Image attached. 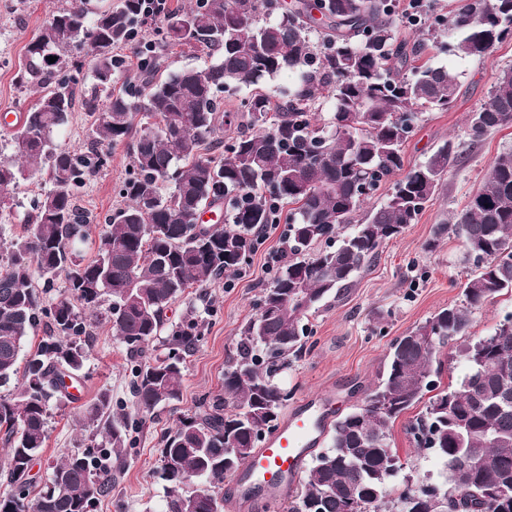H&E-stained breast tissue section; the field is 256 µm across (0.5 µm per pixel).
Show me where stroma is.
Returning <instances> with one entry per match:
<instances>
[{"mask_svg": "<svg viewBox=\"0 0 512 512\" xmlns=\"http://www.w3.org/2000/svg\"><path fill=\"white\" fill-rule=\"evenodd\" d=\"M64 0H0V109L18 113L37 99L33 87H24L15 75L26 61V46L45 20ZM436 65L458 78L457 98L445 112L427 113L404 147V165L423 162L444 141L455 139L462 151L459 162L444 175L433 199L416 223L382 245L350 288L323 301L306 321L305 346L280 379L290 390L291 402L317 393H330L335 414L363 404L387 362L392 342L425 323L439 310L461 304L463 285L473 265L460 238L442 232L453 223L481 185L493 159L512 149V127L487 133L479 142L466 135L472 113L489 101V91L499 69L512 65V36L497 44L483 60L460 58L454 41L439 38L429 48ZM107 165L90 181L82 204L97 220L122 206L118 188L129 174L126 146L109 148ZM47 172L20 182L8 195L0 213V238L9 240L23 231L20 222L31 199L49 190ZM279 231L245 262L247 275L235 287L223 281L206 288L213 313L199 347L187 356L182 399L175 407L158 411L137 435L127 461L115 474L116 487L97 512H161L165 490L156 475L158 448L164 429L177 418L195 411L203 398L219 393L224 368L235 354L242 327L258 312L261 290L271 282L265 271L272 250L279 245ZM435 248H428L429 240ZM89 355L80 382L83 402H91L101 390H109L114 409L132 411L124 347L114 340L107 325H94L87 339ZM81 401V402H82ZM79 404V403H78ZM78 404L52 402L49 437L42 458L32 469L35 486H42L53 460L86 448L89 438L79 423ZM413 407L392 427V446L404 474L441 479L442 462L429 451H418L407 427L420 414Z\"/></svg>", "mask_w": 512, "mask_h": 512, "instance_id": "35a3bbf8", "label": "stroma"}]
</instances>
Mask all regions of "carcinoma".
I'll use <instances>...</instances> for the list:
<instances>
[{
    "label": "carcinoma",
    "mask_w": 512,
    "mask_h": 512,
    "mask_svg": "<svg viewBox=\"0 0 512 512\" xmlns=\"http://www.w3.org/2000/svg\"><path fill=\"white\" fill-rule=\"evenodd\" d=\"M121 0L93 11L89 0H66L27 46L20 84L40 88L12 132L24 164L0 160V191L47 168L51 188L33 198L21 218L23 234L0 252V512H96L112 493V469L146 416L180 401L185 360L203 339L206 318L191 306L175 321L170 307L190 288L239 270L254 251L256 233L276 221L271 208L290 206L288 259L262 289L258 314L242 328L237 354L224 369L221 393L204 399L164 432L157 473L165 482L163 512H182L189 497L204 512H224L215 492L233 470L224 449L251 457L262 433L275 427L286 389L278 375L302 352L303 321L329 293L351 286L383 243L414 223L448 168L459 159L448 140L425 161L404 170L403 149L418 121L456 100L457 77L421 61L443 33L464 58L487 56L488 44L512 24V0H466L441 19L416 22L419 41L395 35L392 0H196L172 8ZM161 25L165 43L205 56L202 67L168 70L143 30ZM138 58V80L114 88L125 73L124 51ZM56 61L49 62V57ZM88 70L91 87L79 79ZM286 71L297 87H269ZM247 89L237 132L219 146L232 122L221 94ZM332 102L313 122L316 104ZM92 140L71 149L55 140L76 106ZM155 123L137 128L139 112ZM512 125V67L499 70L488 104L471 116L467 135L478 142ZM325 155L311 162L313 139ZM128 148L124 206L104 220L87 260L92 217L80 204L91 178L108 162L102 145ZM398 176L392 191L358 224L353 215L376 189ZM205 208L224 211L228 225L200 224ZM453 233L473 260L464 305L441 310L394 341L389 361L365 402L333 422L330 446L319 453L288 512H437L422 490L395 483L403 469L391 427L437 390L450 357L442 348L468 335L470 309L512 291V150L497 155L469 199ZM334 243L336 248L314 251ZM64 291L56 294L59 277ZM105 320L126 350L130 393L138 413L112 409L101 391L82 409L91 445L56 461L31 494L29 472L42 457L52 400L75 401L66 380L80 379L85 337ZM43 336L36 349L30 337ZM468 372L429 398L411 425L420 448L436 449L444 468L459 456L475 459L457 472L469 512H512V317L461 351ZM24 364L23 372L18 365ZM214 507H209V504Z\"/></svg>",
    "instance_id": "cac0c4a2"
}]
</instances>
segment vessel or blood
<instances>
[{
	"instance_id": "1",
	"label": "vessel or blood",
	"mask_w": 512,
	"mask_h": 512,
	"mask_svg": "<svg viewBox=\"0 0 512 512\" xmlns=\"http://www.w3.org/2000/svg\"><path fill=\"white\" fill-rule=\"evenodd\" d=\"M332 418L329 395L308 396L298 402L236 475L238 488L245 494L260 489L272 508L285 502L299 483L307 458L326 436Z\"/></svg>"
}]
</instances>
